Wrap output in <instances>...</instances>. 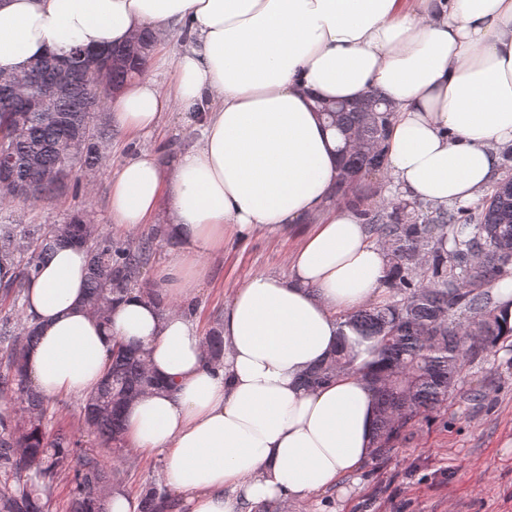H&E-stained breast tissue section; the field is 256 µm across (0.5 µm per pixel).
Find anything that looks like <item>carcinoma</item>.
<instances>
[{"mask_svg":"<svg viewBox=\"0 0 512 512\" xmlns=\"http://www.w3.org/2000/svg\"><path fill=\"white\" fill-rule=\"evenodd\" d=\"M156 44V33L144 29L112 47L111 66L98 79L87 75L80 46L63 59L44 57L18 72L23 77L38 70L37 92L64 80L54 117L31 112L22 97L0 90V159L10 164L15 186L30 190L29 201L37 203L60 189L41 180L43 171H65L76 188L79 171L98 168L105 133L96 112L103 99L144 72ZM317 109L340 139L345 182H336V198L371 225L389 256L393 294L344 319L356 335L376 343L379 362L366 377L379 408L373 456L385 459L404 428L447 402L467 364L507 339L485 288L512 274V176L474 203L437 210L422 201L406 221L398 203L383 200L369 207L359 194V178L387 173L391 103L376 89L352 102L319 103ZM73 138L82 142L77 153L64 147ZM12 202L0 194V262L9 260L18 268L17 279L0 288V350L8 353L0 393L17 392L21 406L16 420L0 416V512H48L56 479L66 470L73 484L67 512H107L109 495L120 488L116 468L73 436H51L43 429L44 401L28 384L25 364L38 333L29 327L15 330L10 315L23 309L27 283L41 264L69 244L88 247L87 307L100 321L107 320L112 304L135 290L154 241L165 229L159 226L150 237L122 242L76 217L58 232L43 224L14 223L5 215ZM456 312L470 314L471 322L451 320ZM204 346L207 363L218 365L224 356L220 331L205 336ZM346 350L343 340L326 362L304 375L303 383L319 385L346 370ZM157 386L146 356L134 347H119L107 375L85 399V424L111 453H120L127 407ZM176 506L155 486L144 487L139 495L138 512H172Z\"/></svg>","mask_w":512,"mask_h":512,"instance_id":"carcinoma-1","label":"carcinoma"}]
</instances>
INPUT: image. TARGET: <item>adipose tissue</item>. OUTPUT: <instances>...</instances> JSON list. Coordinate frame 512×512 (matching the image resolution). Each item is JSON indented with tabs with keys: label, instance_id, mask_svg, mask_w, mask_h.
<instances>
[{
	"label": "adipose tissue",
	"instance_id": "adipose-tissue-1",
	"mask_svg": "<svg viewBox=\"0 0 512 512\" xmlns=\"http://www.w3.org/2000/svg\"><path fill=\"white\" fill-rule=\"evenodd\" d=\"M146 27L191 41L172 92L137 80L114 99L113 120L146 135L176 102L202 127L170 166L142 152L112 175L114 227L130 234L161 216L178 244L155 272L163 298L132 292L100 325L86 309L85 249H57L26 291L39 333L27 376L44 398L86 396L118 345L145 349L160 387L129 405L125 438L165 457L190 512L329 489L376 446L365 378L375 343H352L350 370L325 384L301 378L337 348L340 313L382 294L388 265L354 212L322 208L338 156L313 101L382 89L395 106L388 173L404 197L442 209L477 200L512 144V0H0V72ZM229 231L302 240L287 276L233 291L214 368L184 307L205 275L200 258L223 252Z\"/></svg>",
	"mask_w": 512,
	"mask_h": 512
}]
</instances>
